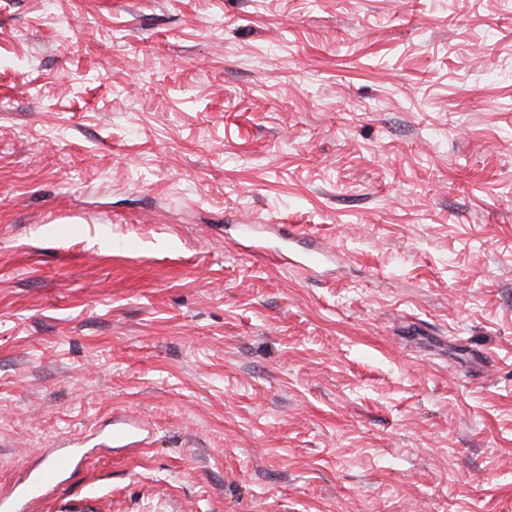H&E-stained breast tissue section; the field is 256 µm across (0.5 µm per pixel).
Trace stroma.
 Here are the masks:
<instances>
[{
	"instance_id": "35a3bbf8",
	"label": "stroma",
	"mask_w": 512,
	"mask_h": 512,
	"mask_svg": "<svg viewBox=\"0 0 512 512\" xmlns=\"http://www.w3.org/2000/svg\"><path fill=\"white\" fill-rule=\"evenodd\" d=\"M74 439L29 512H512V0H0V499Z\"/></svg>"
}]
</instances>
